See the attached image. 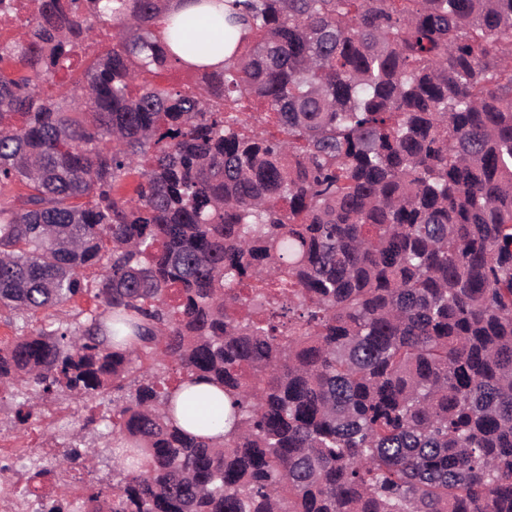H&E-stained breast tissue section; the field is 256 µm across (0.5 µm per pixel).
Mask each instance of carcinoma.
<instances>
[{
  "instance_id": "1",
  "label": "carcinoma",
  "mask_w": 512,
  "mask_h": 512,
  "mask_svg": "<svg viewBox=\"0 0 512 512\" xmlns=\"http://www.w3.org/2000/svg\"><path fill=\"white\" fill-rule=\"evenodd\" d=\"M170 2L39 0L0 43L15 426L101 398L124 445L77 512H512V0H226L196 91L141 83L205 38ZM199 381L217 438L175 419ZM96 456L76 430L22 492ZM111 47L112 41L100 34L96 26L95 30L90 33L89 40L86 43V50L79 51V55L74 58L71 75L73 77H80L94 54L103 53ZM177 401L176 416L180 425L194 434L218 436L224 434V392L217 387L201 382L183 384L175 392ZM215 414L221 416L215 423H206Z\"/></svg>"
}]
</instances>
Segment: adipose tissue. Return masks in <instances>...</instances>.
<instances>
[{
	"mask_svg": "<svg viewBox=\"0 0 512 512\" xmlns=\"http://www.w3.org/2000/svg\"><path fill=\"white\" fill-rule=\"evenodd\" d=\"M171 11L192 19L209 33L207 49L191 52L179 43L174 45V52L190 63L221 65L224 60V0H198L197 4L186 7L176 0ZM176 401V416L187 431L207 436L223 434V391L205 382L184 384L176 392Z\"/></svg>",
	"mask_w": 512,
	"mask_h": 512,
	"instance_id": "obj_1",
	"label": "adipose tissue"
}]
</instances>
